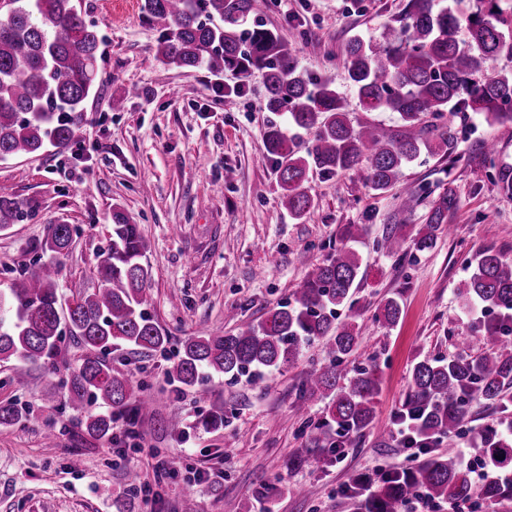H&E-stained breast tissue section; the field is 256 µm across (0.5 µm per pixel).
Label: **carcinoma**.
<instances>
[{
	"instance_id": "carcinoma-1",
	"label": "carcinoma",
	"mask_w": 512,
	"mask_h": 512,
	"mask_svg": "<svg viewBox=\"0 0 512 512\" xmlns=\"http://www.w3.org/2000/svg\"><path fill=\"white\" fill-rule=\"evenodd\" d=\"M463 2L408 0L398 24L347 42L350 86L365 111L398 114L402 130L396 133L375 122L353 126L331 83L301 68L276 31L250 20L255 0H143V10L161 28L156 55L164 65L231 70L243 78L262 73L265 111L286 115L283 124L269 122L263 148L276 163L284 207L301 218L312 208L306 183L313 169L336 174L364 163L366 186L382 195L402 166L422 153L451 152L454 114L475 112L488 122L512 123V69L497 67L500 57H512V0H487L488 8L475 11L461 8ZM99 43L97 30L85 24L72 0H0V157L39 154L74 140L96 87ZM427 114L446 115L448 123L427 129L420 125ZM456 206L452 191H444L428 210L426 231L409 243L394 226L376 248L397 256L410 247L433 249L436 231L448 225V212ZM31 214L29 203L6 188L0 191V231ZM72 244L70 225H49L42 257L0 289V362L11 364L22 383L33 368H55L61 337L75 338L83 355L65 367L63 381L71 409L80 415L84 437L110 441L114 416L154 414L158 401L134 376L112 372L107 356L118 345L162 352L168 336L151 315L153 273L138 225L122 210H112L111 241L96 254L100 286L65 306L59 281ZM470 265L472 272L457 287L459 297L498 316L483 324L488 352L474 357L462 350L448 361L413 365L405 415L423 448L472 431L470 400L498 406L512 389V258L485 249ZM360 270L357 250L342 245L260 322H243L231 334L188 337L168 376L195 388L214 376L235 379L252 370H278L323 340L330 361L308 370L301 400L327 401L328 418L308 427L306 452L344 447L329 428L345 437L370 429L379 392L376 367L351 376L342 369L359 346L360 326L356 316L343 317L339 310L358 287ZM400 317L399 301L389 297L375 320L393 327ZM25 417V408L0 403L1 426H15ZM200 425L224 426L223 407L213 406ZM473 449L484 467L481 480L450 448L375 484L358 479L365 492L360 512H406L420 490L433 502L512 499V434L489 429L474 438Z\"/></svg>"
}]
</instances>
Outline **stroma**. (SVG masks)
Returning a JSON list of instances; mask_svg holds the SVG:
<instances>
[{"mask_svg": "<svg viewBox=\"0 0 512 512\" xmlns=\"http://www.w3.org/2000/svg\"><path fill=\"white\" fill-rule=\"evenodd\" d=\"M408 0H256L255 16L276 28L299 64L332 80L344 97L352 123L378 121L391 130L393 112H366L344 71L349 39L378 35L400 18ZM86 24L100 36L99 90L85 104L77 138L63 148L0 161V183L30 202L31 217L0 231V289L28 268L52 224L73 229V245L62 275L72 296L100 284L95 256L107 245L112 210L121 208L139 224L153 271L152 315L169 336L166 351L141 353L122 346L108 361L135 375L161 409L140 425L138 451L118 457L128 439L115 430L112 442L81 436L77 415L59 385L65 371L49 376L32 370L26 384L0 365V403L30 411L21 426L0 427V512H181L193 494L199 512H358L348 489L360 477L380 479L438 452L464 448L469 438L445 437L426 448L408 449L398 439L380 442L374 433L353 437L339 453L290 466L302 451V430L325 415L324 404L301 405L307 371L327 363L321 342L279 371L252 385L246 379L215 377L208 395L187 389L165 372L185 338L196 332L232 333L238 321L258 322L290 298L307 270L343 242L347 225L366 233L357 249L362 279L351 312L363 342L350 365L377 364L378 424L396 426L409 391V373L423 358L453 357L459 339L477 355L488 347L477 315L456 294L474 254L489 248L512 257V196L492 182L512 167V123L490 124L465 112L454 120L452 157H423L401 170L384 195L365 186L366 171L309 174L312 208L297 220L282 204L274 163L262 148L273 113L264 109L265 87L253 73L243 96L224 97L237 85L233 73L164 66L156 56L158 29L142 10L143 0H73ZM319 51H311V44ZM124 108L112 109L113 98ZM452 190L458 203L448 215L454 232L439 230L433 250L404 258L377 252L375 243L391 226L406 237L422 229L435 199ZM422 201L402 208L407 191ZM493 225L486 235L485 225ZM402 307L399 323L387 327L374 316L386 298ZM224 408L225 424L206 431L199 422L213 406ZM182 421L175 435L167 422ZM54 440H46L47 432ZM80 468H72L71 456ZM180 459L182 469L153 484L143 501L130 474H151L154 456ZM263 482L288 486V493L258 503Z\"/></svg>", "mask_w": 512, "mask_h": 512, "instance_id": "1", "label": "stroma"}]
</instances>
